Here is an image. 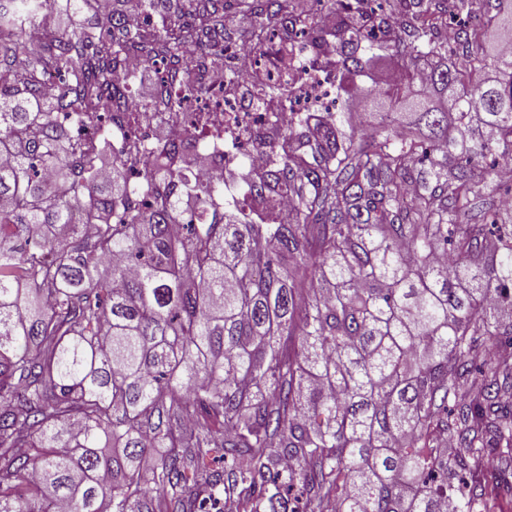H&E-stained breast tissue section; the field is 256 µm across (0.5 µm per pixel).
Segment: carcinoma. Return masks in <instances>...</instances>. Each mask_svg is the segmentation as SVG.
Returning a JSON list of instances; mask_svg holds the SVG:
<instances>
[{
	"label": "carcinoma",
	"mask_w": 512,
	"mask_h": 512,
	"mask_svg": "<svg viewBox=\"0 0 512 512\" xmlns=\"http://www.w3.org/2000/svg\"><path fill=\"white\" fill-rule=\"evenodd\" d=\"M241 2L288 61L286 18L306 17ZM329 2L341 89L378 93L357 78L384 45L410 61L391 93L426 70L443 106L417 101L404 133L385 118L361 137L343 112L318 138L289 126L288 152L249 180L256 212L187 183L201 155L187 147L160 151L139 186L122 170L99 182L54 122L124 111L129 54L187 72V47L223 52L224 0H137L144 28L113 9L70 29L62 16L96 0H0V512H440L450 493L457 512H493V490L437 449L495 451L512 471V362L473 369L486 341L512 344V232L483 250L512 211L464 223L512 161V54L480 51L481 0H403L382 39L367 0ZM208 91L168 88L165 107ZM165 182L169 202H136ZM283 191L286 222L268 204ZM184 193L199 211L177 236ZM464 385L472 398L448 410Z\"/></svg>",
	"instance_id": "cac0c4a2"
}]
</instances>
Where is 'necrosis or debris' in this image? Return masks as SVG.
<instances>
[{"instance_id":"obj_1","label":"necrosis or debris","mask_w":512,"mask_h":512,"mask_svg":"<svg viewBox=\"0 0 512 512\" xmlns=\"http://www.w3.org/2000/svg\"><path fill=\"white\" fill-rule=\"evenodd\" d=\"M224 67L210 81L208 97L178 112H145L131 101L111 119L82 112L62 115L61 121L94 151L111 146L133 183L153 164L156 131L177 145L195 140L203 146V160L191 170L190 182L222 183L225 203L241 204L248 194L233 172L244 164L253 170L270 167L273 145L289 121L336 111L339 56L328 51L326 41L310 44L301 28L286 55L274 34L258 49L227 45Z\"/></svg>"}]
</instances>
